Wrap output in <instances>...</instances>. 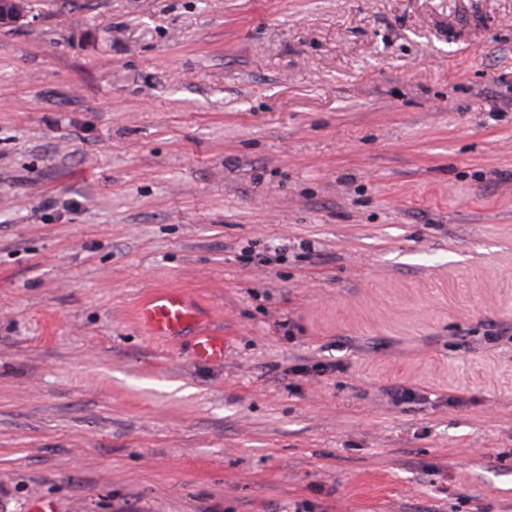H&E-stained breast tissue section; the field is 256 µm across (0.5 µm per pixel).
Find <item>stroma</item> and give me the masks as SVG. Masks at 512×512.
Returning a JSON list of instances; mask_svg holds the SVG:
<instances>
[{"instance_id":"35a3bbf8","label":"stroma","mask_w":512,"mask_h":512,"mask_svg":"<svg viewBox=\"0 0 512 512\" xmlns=\"http://www.w3.org/2000/svg\"><path fill=\"white\" fill-rule=\"evenodd\" d=\"M158 288L221 364L146 334ZM502 328L512 0L0 28V512H512ZM206 317L195 298L178 288L154 291L137 312V319L149 336L172 340L193 334L195 358L208 363H222L224 338L206 330Z\"/></svg>"}]
</instances>
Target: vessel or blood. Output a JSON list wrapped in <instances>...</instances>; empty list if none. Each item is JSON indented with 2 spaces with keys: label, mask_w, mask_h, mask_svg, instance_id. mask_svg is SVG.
<instances>
[{
  "label": "vessel or blood",
  "mask_w": 512,
  "mask_h": 512,
  "mask_svg": "<svg viewBox=\"0 0 512 512\" xmlns=\"http://www.w3.org/2000/svg\"><path fill=\"white\" fill-rule=\"evenodd\" d=\"M137 319L148 335L172 340L186 334L195 338L197 360L220 363L224 360V339L205 328L206 313L195 298L178 288H162L142 303Z\"/></svg>",
  "instance_id": "vessel-or-blood-1"
}]
</instances>
